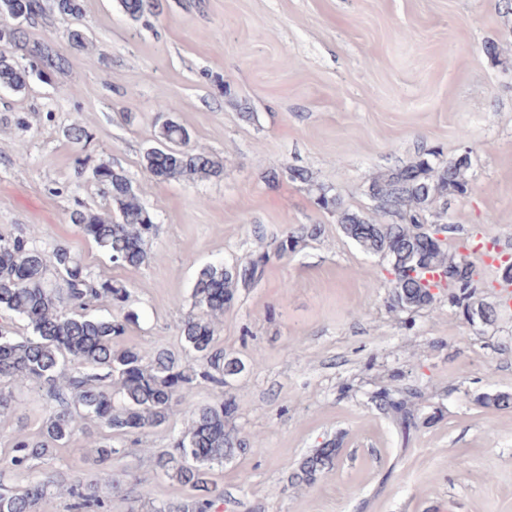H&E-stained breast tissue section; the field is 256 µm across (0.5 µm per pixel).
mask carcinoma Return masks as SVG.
Masks as SVG:
<instances>
[{"mask_svg":"<svg viewBox=\"0 0 512 512\" xmlns=\"http://www.w3.org/2000/svg\"><path fill=\"white\" fill-rule=\"evenodd\" d=\"M133 20L152 12L150 0H121ZM52 11L76 22L82 19L81 0H0V22L14 18L33 24ZM20 50L28 65H20ZM69 65L68 59L49 43L32 40L20 25L10 29L0 44V86L14 90L27 87L34 71L46 81ZM159 146L147 150L142 168L156 180L196 182L219 178L222 161L189 147L190 134L174 119L165 118L159 129ZM469 158L462 156L445 166H434L425 155L388 170L369 183L370 197L389 221L374 223L347 208L339 194L319 184L308 170L286 166L270 177H286L314 192L317 205L334 215L343 233L369 254L381 257L392 275L391 300L400 309H421L435 299L432 288L448 279L474 287L475 269L462 255L448 251L446 241H425L419 226L429 217H442L448 199L468 190ZM90 179L102 186L111 199L117 219L83 206L69 215L87 239L93 241L118 267L136 268L150 255L156 235L153 216L124 171L101 163L91 169ZM321 232L317 224L273 237L266 250L231 265L222 262L201 267L191 289V306L179 325V333L196 363L184 362L164 348L143 351L130 346L116 348L113 340L123 335L138 315L125 309L129 293L110 279L96 278L64 244H38L19 235L0 238V416H11L25 407L14 392L18 383H29L51 401L40 433L17 440L9 464L28 469L67 446L77 432L94 426L101 430L93 440L87 461L101 468L102 477L85 480L74 475L58 483L59 492L72 498L74 512H112V493L122 480L112 471V460L124 453L116 438L144 432L170 422L177 407L202 379L218 390L212 404L193 409L187 427L173 438L172 448L154 456L157 473L190 491L176 505H161L152 512H215L224 502V489L212 471L224 460L247 450L248 443L230 426L238 413L236 399L224 397V387L242 374V359L224 352L217 336L224 311L233 307L241 290L253 287L263 276L270 255L285 258ZM414 271L411 276L408 271ZM451 305L465 311L479 310L485 323L495 320L494 307L472 301L459 288L448 293ZM91 307L116 309L118 316H99ZM24 322L25 334L15 335L11 324ZM381 410L400 414L407 431L414 425L410 399L387 394L373 397ZM339 445L328 442L305 456L291 473L294 483L312 485L332 470ZM49 482L30 481L11 493H0V512H42Z\"/></svg>","mask_w":512,"mask_h":512,"instance_id":"1","label":"carcinoma"}]
</instances>
